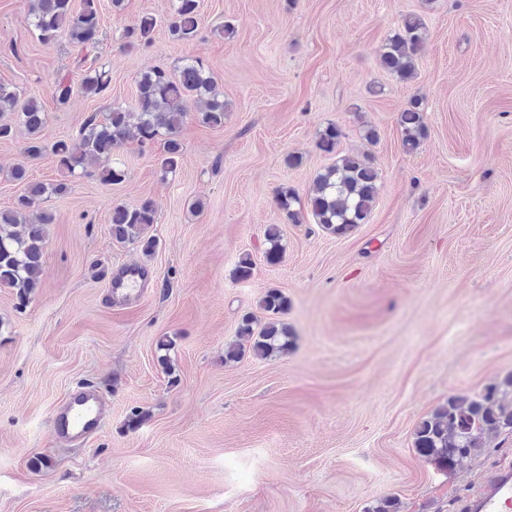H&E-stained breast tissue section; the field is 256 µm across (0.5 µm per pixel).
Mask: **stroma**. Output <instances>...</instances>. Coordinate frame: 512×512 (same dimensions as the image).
Masks as SVG:
<instances>
[{
  "label": "stroma",
  "mask_w": 512,
  "mask_h": 512,
  "mask_svg": "<svg viewBox=\"0 0 512 512\" xmlns=\"http://www.w3.org/2000/svg\"><path fill=\"white\" fill-rule=\"evenodd\" d=\"M28 8L0 0V81L41 101L47 141L68 139L105 100L57 103L75 52L39 42ZM100 8L109 99L133 103L141 72L193 55L229 110L217 129L186 122L168 177L161 144L129 142L112 155L123 183L73 180L50 202L41 287L22 308L0 288V512H371L386 497L398 512H457L482 474L512 463V435L446 471L416 451L414 430L449 396L512 374V0H200L189 44L168 33L171 0ZM412 13L427 41L403 83L378 52ZM145 14L159 21L151 46L122 49ZM226 23L234 37L214 36ZM415 96L428 136L408 153L397 118ZM330 122L339 153L370 154L380 175L369 222L345 237L286 223L276 203L285 186L306 197L332 163L316 146ZM25 143L22 132L0 142V209L22 190L9 172ZM146 198L158 211L149 257L113 242L108 224L112 203ZM269 224L286 244L275 265ZM247 252L255 266L240 281ZM125 264L148 269L145 289L106 305L108 275ZM270 288L290 300L294 349L225 363L241 315L259 313ZM86 384L103 399L102 429L56 440L55 410ZM136 409L147 417L131 431ZM264 259L269 264H277L281 261L285 251L280 225L269 224L265 230Z\"/></svg>",
  "instance_id": "obj_1"
}]
</instances>
